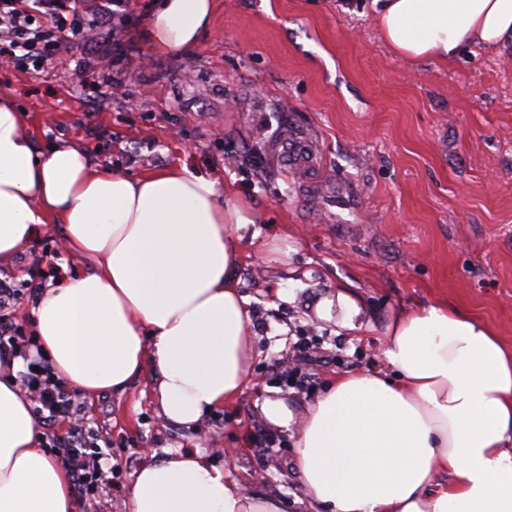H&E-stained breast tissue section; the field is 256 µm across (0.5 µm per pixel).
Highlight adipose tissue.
Returning <instances> with one entry per match:
<instances>
[{
	"mask_svg": "<svg viewBox=\"0 0 512 512\" xmlns=\"http://www.w3.org/2000/svg\"><path fill=\"white\" fill-rule=\"evenodd\" d=\"M212 0H159L150 32L165 52L197 50ZM377 28L398 58L453 64L468 47L512 45V0H383ZM220 182L173 166L138 177L60 142L37 152L0 95V261L49 225L89 264L40 292L35 343L86 397L153 368L168 422L198 424L250 380L251 317L237 243L254 223ZM384 357L396 371L337 376L309 407L294 467L310 512H512V347L447 305L399 315ZM20 357L0 352V512H77L66 467L41 448ZM198 450L151 458L128 512H287Z\"/></svg>",
	"mask_w": 512,
	"mask_h": 512,
	"instance_id": "ef3b65f1",
	"label": "adipose tissue"
}]
</instances>
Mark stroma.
Segmentation results:
<instances>
[{"label": "stroma", "mask_w": 512, "mask_h": 512, "mask_svg": "<svg viewBox=\"0 0 512 512\" xmlns=\"http://www.w3.org/2000/svg\"><path fill=\"white\" fill-rule=\"evenodd\" d=\"M156 5L130 0L109 20L84 10L92 44L37 67L0 65V89L38 149L67 140L134 176L185 163L254 210L239 263L252 379L196 428L162 418L148 372L84 401L119 469L82 512H127L147 458L186 448L309 512L293 436L337 375L387 370L397 313L445 302L512 346V49L468 50L449 67L405 61L381 40L372 0H214L198 51L181 56L151 39ZM116 43L112 70L85 67L91 48ZM287 137L315 146L310 178L284 165ZM34 262L51 285L60 268H87L55 225L0 262V277L23 283ZM299 337L327 362L293 360ZM269 398L291 410L289 428L263 416Z\"/></svg>", "instance_id": "35a3bbf8"}]
</instances>
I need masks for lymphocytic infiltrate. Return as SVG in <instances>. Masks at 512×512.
I'll use <instances>...</instances> for the list:
<instances>
[{
    "label": "lymphocytic infiltrate",
    "mask_w": 512,
    "mask_h": 512,
    "mask_svg": "<svg viewBox=\"0 0 512 512\" xmlns=\"http://www.w3.org/2000/svg\"><path fill=\"white\" fill-rule=\"evenodd\" d=\"M85 0H0V59L35 65L51 61L62 46L81 42L83 31L71 22ZM41 274L31 270L24 285L0 279V346L25 358L28 369L21 376L22 389L34 404L36 418L48 428L46 444L61 459L78 493L93 500L110 486L103 468L112 457V441L91 427L82 413L76 393L56 375L43 355L31 356L10 314L21 298V289L41 288ZM65 432H57L59 423Z\"/></svg>",
    "instance_id": "lymphocytic-infiltrate-1"
}]
</instances>
